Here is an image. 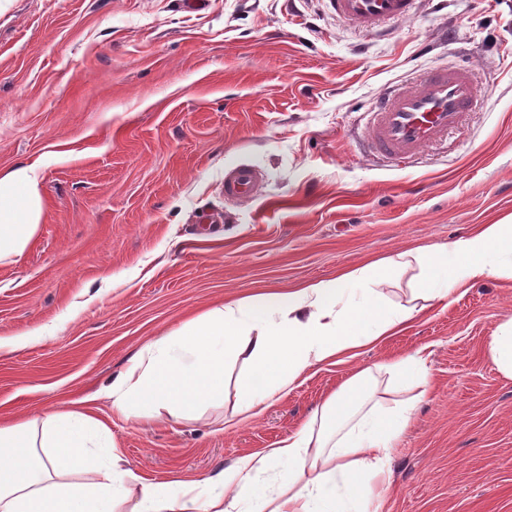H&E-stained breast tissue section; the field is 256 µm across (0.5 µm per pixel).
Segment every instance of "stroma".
Returning a JSON list of instances; mask_svg holds the SVG:
<instances>
[{"label": "stroma", "mask_w": 512, "mask_h": 512, "mask_svg": "<svg viewBox=\"0 0 512 512\" xmlns=\"http://www.w3.org/2000/svg\"><path fill=\"white\" fill-rule=\"evenodd\" d=\"M477 65L461 149L389 167L359 145L388 84ZM39 163L46 211L0 262V419L93 398L121 465L207 477L277 447L355 369L429 355L431 383L370 512H512V378L491 362L512 278L239 413L242 361L198 413L129 420L101 391L197 313L512 220V0H417L370 34L325 0H0V171ZM262 175L224 197L225 169Z\"/></svg>", "instance_id": "obj_1"}]
</instances>
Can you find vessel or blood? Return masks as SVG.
I'll list each match as a JSON object with an SVG mask.
<instances>
[{
    "instance_id": "b4317fda",
    "label": "vessel or blood",
    "mask_w": 512,
    "mask_h": 512,
    "mask_svg": "<svg viewBox=\"0 0 512 512\" xmlns=\"http://www.w3.org/2000/svg\"><path fill=\"white\" fill-rule=\"evenodd\" d=\"M331 12L370 31L379 24L410 15L414 0H326ZM477 77L469 66L441 65L410 83L385 91L367 112L369 148L381 159L400 165L424 148L447 138L472 110ZM260 181L251 165L240 164L224 173V194L238 199L256 192Z\"/></svg>"
}]
</instances>
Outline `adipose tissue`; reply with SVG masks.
<instances>
[{
  "label": "adipose tissue",
  "mask_w": 512,
  "mask_h": 512,
  "mask_svg": "<svg viewBox=\"0 0 512 512\" xmlns=\"http://www.w3.org/2000/svg\"><path fill=\"white\" fill-rule=\"evenodd\" d=\"M45 210L36 167L0 173V261L21 255ZM415 266L411 304L386 302L382 286L399 267ZM512 277V224H479L445 248H427L336 277L232 301L188 320L141 348L105 391L114 411L139 418L166 410L179 420L224 395V366L242 360L237 382L245 409L288 393L312 369L340 364L395 335L419 314V302L465 293L477 280ZM427 386L422 353L354 373L308 422L278 447L240 457L216 476L129 489L107 425L81 409L42 410L0 423V512H367L385 482L394 441L414 404H390L377 373ZM279 469L278 483L266 475Z\"/></svg>",
  "instance_id": "ef3b65f1"
}]
</instances>
